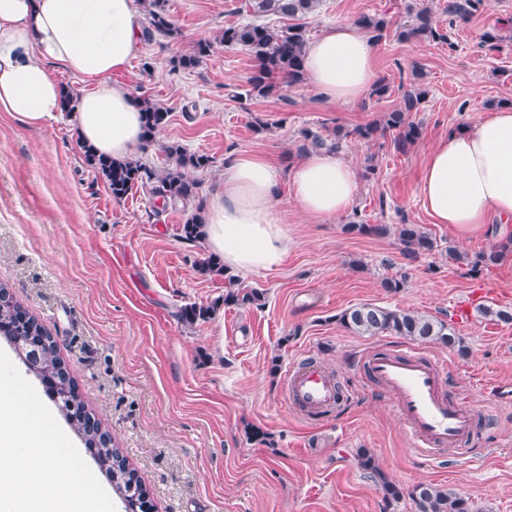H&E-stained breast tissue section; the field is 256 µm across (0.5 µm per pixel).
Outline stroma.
Masks as SVG:
<instances>
[{
    "label": "stroma",
    "mask_w": 512,
    "mask_h": 512,
    "mask_svg": "<svg viewBox=\"0 0 512 512\" xmlns=\"http://www.w3.org/2000/svg\"><path fill=\"white\" fill-rule=\"evenodd\" d=\"M410 1L431 8L456 51L399 40ZM443 2L323 0L305 20L313 39L362 14L391 21L374 44L388 95L329 105L307 81L278 97L246 96L254 62L217 38L250 22L247 0H166L178 36L144 43L114 80L169 113L143 147L144 163L168 166L162 147L170 142L212 157L209 168L189 173L199 200L223 181L229 153L267 154L286 168L303 157L302 130L327 135L380 121L406 88L428 92L412 115L421 136L407 153L387 137L343 140L341 157L361 168L371 156L379 166L377 178L362 180L352 211L316 219L281 197L288 254L245 281L263 292L262 307L228 306L194 325L180 321V307L222 301L228 284L197 272L208 249L182 238L181 212L144 188L115 201L87 163L69 113L29 128L0 112V284L54 336L83 401L143 477L155 512H414L409 499H384L359 465L364 450L403 489L433 483L479 512H512V404L498 397L512 386V323L482 312L512 310V258L476 273L451 261L448 248L473 254L497 236L455 235L433 222L418 194L426 153L440 137L512 107V38L493 48L481 43L497 19L512 16V0H491L487 11L454 24ZM201 39L213 41L211 56L195 69H174L173 59ZM357 220L420 225L437 248L407 263L395 236L346 232ZM400 275L404 288H384ZM476 288L483 295L475 301ZM466 300L470 316L460 323L455 310ZM365 303L451 323L461 347L423 342L418 349L451 362L448 387L466 396L478 423L471 454L446 448L431 460L411 450L389 395L359 364L379 337L336 320ZM301 362L323 367L340 388L325 415L287 397L286 373Z\"/></svg>",
    "instance_id": "35a3bbf8"
}]
</instances>
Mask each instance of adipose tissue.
I'll list each match as a JSON object with an SVG mask.
<instances>
[{
    "mask_svg": "<svg viewBox=\"0 0 512 512\" xmlns=\"http://www.w3.org/2000/svg\"><path fill=\"white\" fill-rule=\"evenodd\" d=\"M138 0H0V111L29 127L63 112V90L50 75L57 64L90 89L74 114L80 140L121 161L144 144L140 99L111 75L125 71L142 48ZM305 69L326 102L361 98L378 80L370 38L350 26L328 28L305 49ZM360 186L352 163L312 153L289 168L240 151L224 160V180L204 204L202 238L240 277L273 269L289 239L277 203L290 189L314 218L346 213ZM419 193L434 223L466 235L483 224L512 232V107L429 150Z\"/></svg>",
    "mask_w": 512,
    "mask_h": 512,
    "instance_id": "adipose-tissue-1",
    "label": "adipose tissue"
}]
</instances>
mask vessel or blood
Listing matches in <instances>:
<instances>
[{"label":"vessel or blood","mask_w":512,"mask_h":512,"mask_svg":"<svg viewBox=\"0 0 512 512\" xmlns=\"http://www.w3.org/2000/svg\"><path fill=\"white\" fill-rule=\"evenodd\" d=\"M367 365L392 396L415 452L430 458L442 448L466 449L474 432L473 416L461 399L443 391L448 364L412 347L394 351L380 344L370 352ZM288 390L293 401L314 414L329 410L339 399L335 381L312 363L289 370Z\"/></svg>","instance_id":"b4317fda"}]
</instances>
